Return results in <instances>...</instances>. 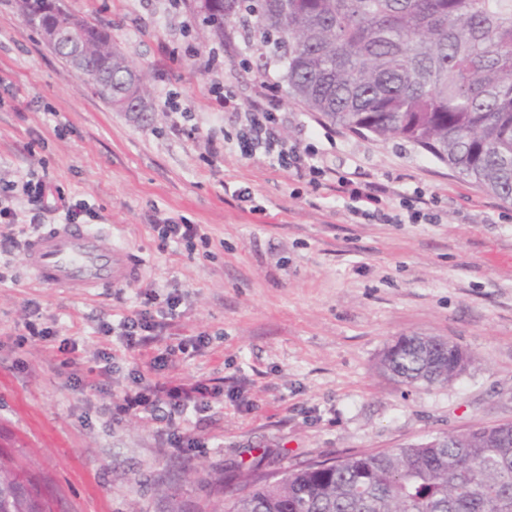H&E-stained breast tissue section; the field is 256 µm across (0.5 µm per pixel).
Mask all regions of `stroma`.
Masks as SVG:
<instances>
[{
    "label": "stroma",
    "instance_id": "obj_1",
    "mask_svg": "<svg viewBox=\"0 0 512 512\" xmlns=\"http://www.w3.org/2000/svg\"><path fill=\"white\" fill-rule=\"evenodd\" d=\"M146 74L151 111L118 112L0 0V188L43 179L95 212L141 267L124 288L83 297L38 286L24 250L0 251V455L13 458L70 512H166L158 484L168 471L188 512H222L216 479L259 465L276 470L352 450L395 448L442 433L512 421V204L404 140L356 135L289 98L280 67L258 69L257 52L235 39L214 45L202 15L173 0H62ZM279 99L282 137L312 145L334 177L313 189L263 156L241 155L231 137L240 113L215 100ZM186 108L185 132L166 100ZM433 198L435 224L356 222L336 179ZM171 219L200 227L194 249L164 244L154 227ZM183 300L155 345L131 351L101 324L140 306L153 290L166 307ZM51 327L48 343L18 346L25 306ZM207 333L176 370L153 365L158 348ZM433 336L473 361L450 383L396 384L378 368L400 336ZM78 346L83 370L100 351L112 372L100 389L59 372L61 341ZM143 382H204L219 389L192 448H170L165 427L119 406Z\"/></svg>",
    "mask_w": 512,
    "mask_h": 512
}]
</instances>
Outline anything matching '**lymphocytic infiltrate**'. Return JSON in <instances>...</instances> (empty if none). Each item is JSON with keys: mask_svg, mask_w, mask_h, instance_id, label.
Returning <instances> with one entry per match:
<instances>
[{"mask_svg": "<svg viewBox=\"0 0 512 512\" xmlns=\"http://www.w3.org/2000/svg\"><path fill=\"white\" fill-rule=\"evenodd\" d=\"M279 104L273 100L258 99L252 101L243 110V120L236 132V144L247 157L263 155L272 164L295 170L299 176L307 178L313 187H321L323 181L332 175L330 167L325 166L312 147H300L288 143L281 137L276 127V113ZM338 189L350 200L349 214L356 219L375 220L385 224L436 223V215L423 208L422 194L405 195L399 200L398 210L392 211L382 205L386 190L372 184H358L350 178H337ZM23 195L27 196L38 211L30 220H22L12 205L10 194L0 193V243L12 244L19 233L26 228L37 227L42 213L64 214L67 223L76 224L91 209L84 201H70L57 189L44 181L26 180L21 184ZM163 326L151 310L150 301H143L139 308L121 316L118 323L104 324L100 327L102 335L121 337L126 348L134 350L148 345L155 333ZM210 407V394L205 385H196L185 391L161 385L137 386L123 399L121 410L124 414L147 417L166 424L171 436V446L182 449L186 439L183 425L191 419H203Z\"/></svg>", "mask_w": 512, "mask_h": 512, "instance_id": "lymphocytic-infiltrate-1", "label": "lymphocytic infiltrate"}]
</instances>
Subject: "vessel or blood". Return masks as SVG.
<instances>
[{
    "label": "vessel or blood",
    "instance_id": "1",
    "mask_svg": "<svg viewBox=\"0 0 512 512\" xmlns=\"http://www.w3.org/2000/svg\"><path fill=\"white\" fill-rule=\"evenodd\" d=\"M25 262L42 287L81 294L95 288L124 287L140 266L108 233L83 224H56L27 241Z\"/></svg>",
    "mask_w": 512,
    "mask_h": 512
}]
</instances>
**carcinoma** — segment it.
<instances>
[{
	"label": "carcinoma",
	"mask_w": 512,
	"mask_h": 512,
	"mask_svg": "<svg viewBox=\"0 0 512 512\" xmlns=\"http://www.w3.org/2000/svg\"><path fill=\"white\" fill-rule=\"evenodd\" d=\"M44 34L72 16L28 0ZM210 37L234 22L273 44L288 95L351 133L406 140L512 202V0H197ZM105 75L94 93L119 112L146 100L145 76L108 28L88 24ZM380 369L431 387L458 375L443 343L400 336ZM224 512H512V422L354 451L277 472L254 465L224 477ZM0 512H67L23 468L0 465Z\"/></svg>",
	"instance_id": "1"
}]
</instances>
